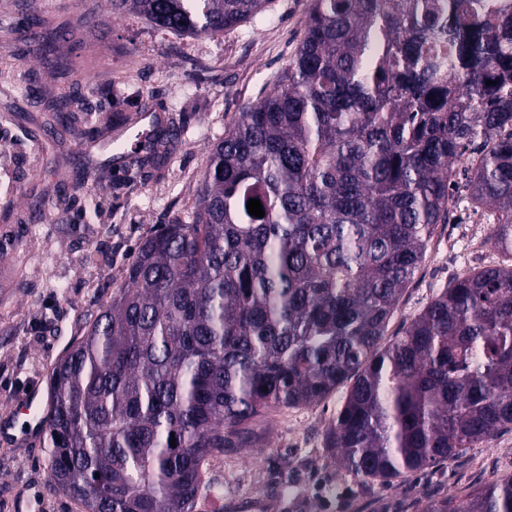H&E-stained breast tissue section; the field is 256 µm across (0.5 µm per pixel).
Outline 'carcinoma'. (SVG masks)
<instances>
[{"label":"carcinoma","mask_w":512,"mask_h":512,"mask_svg":"<svg viewBox=\"0 0 512 512\" xmlns=\"http://www.w3.org/2000/svg\"><path fill=\"white\" fill-rule=\"evenodd\" d=\"M268 2L112 8L211 36ZM467 152L469 199L491 212L502 260L454 279L388 340ZM210 154L191 221L138 245L51 375L54 488L83 512H194L202 460L345 384L325 448L366 481L512 427V0H312L288 68ZM424 512H512V475Z\"/></svg>","instance_id":"1"}]
</instances>
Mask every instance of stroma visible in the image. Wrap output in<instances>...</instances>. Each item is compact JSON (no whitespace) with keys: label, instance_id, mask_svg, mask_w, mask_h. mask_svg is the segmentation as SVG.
<instances>
[{"label":"stroma","instance_id":"1","mask_svg":"<svg viewBox=\"0 0 512 512\" xmlns=\"http://www.w3.org/2000/svg\"><path fill=\"white\" fill-rule=\"evenodd\" d=\"M311 0H270L265 11L212 36L162 32L110 0H0V512H80L51 487L43 436L15 403L47 395L56 361L125 283L143 239L195 210L211 148L242 106L264 97L301 42ZM42 18L32 40L27 14ZM77 116L66 128L49 99ZM163 113L149 163L116 174L108 144L120 117ZM465 162L450 223L439 225L390 325L398 333L466 269L497 261L472 229ZM345 388L320 404L269 413L265 439L214 456L227 512H249L264 488L282 512H422L428 499L473 494L512 474V429L391 484L366 482L330 463L326 424Z\"/></svg>","mask_w":512,"mask_h":512}]
</instances>
